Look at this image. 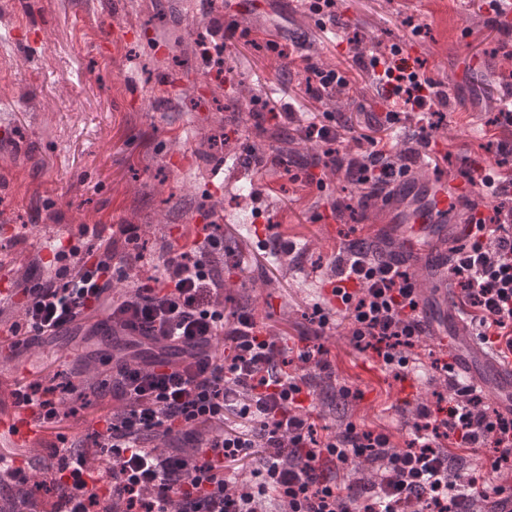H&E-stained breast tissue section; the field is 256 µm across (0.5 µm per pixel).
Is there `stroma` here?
Instances as JSON below:
<instances>
[{
    "label": "stroma",
    "mask_w": 512,
    "mask_h": 512,
    "mask_svg": "<svg viewBox=\"0 0 512 512\" xmlns=\"http://www.w3.org/2000/svg\"><path fill=\"white\" fill-rule=\"evenodd\" d=\"M479 0H338V15L370 45H404L429 76L447 83L456 101L431 132L418 139L415 119L388 126L382 95L363 72L352 74L343 104L315 102L304 75L283 70L266 51L267 39L293 45L294 54L346 66L341 50L320 30L316 16L298 0H0V413L17 406L16 394L39 379L56 387L81 384L88 364L110 372L111 362L130 359L126 338L105 313L95 336L84 327L16 350L8 336L22 321L23 283L55 275L50 242L86 249L82 225L134 224L143 266L162 263L169 250L191 245L204 224L224 243L213 266L224 283V313L251 311L265 330L298 341L313 331L315 303L331 294L336 259L351 244L372 251L403 247L401 215L415 197L396 195L359 206L357 188L327 169L321 183L301 165L287 169L290 153L278 133L282 119L250 115L254 96L269 94L295 111L340 110L341 148L357 152L366 138L386 142L392 154L412 150L439 157L421 161L417 179L452 183L475 164L499 166L505 133L496 122L512 93V40L479 9ZM214 15L242 32L224 48L222 80L200 78L204 64L196 42L209 36ZM421 24L412 33L406 18ZM265 153L263 167L249 149ZM339 212H332V205ZM290 246L292 271L282 275L274 244ZM433 333L417 352L425 369L395 379L371 352L354 348L345 322L318 340L333 368L330 385L314 388L309 409L318 436L341 428L326 405L327 387L360 389L362 399L344 405L345 420L364 430L385 431L398 447L411 438L415 404L447 394L430 364L448 355L447 310L441 296H422ZM36 360L25 371L27 360ZM68 418L36 422L34 447L49 455L59 439L85 440L107 403L74 402ZM344 420V421H345Z\"/></svg>",
    "instance_id": "35a3bbf8"
}]
</instances>
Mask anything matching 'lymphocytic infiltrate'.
I'll return each mask as SVG.
<instances>
[{
	"label": "lymphocytic infiltrate",
	"instance_id": "lymphocytic-infiltrate-1",
	"mask_svg": "<svg viewBox=\"0 0 512 512\" xmlns=\"http://www.w3.org/2000/svg\"><path fill=\"white\" fill-rule=\"evenodd\" d=\"M337 0H303L319 16L343 54L369 73L386 103V122L414 114L421 132L434 129V117L450 104L447 84L427 75L421 60H409L400 47L371 50L365 37L352 34L336 16ZM307 95L323 102L336 88L350 89L348 71L306 63ZM251 115L275 113L299 125L300 137L318 147L316 166L344 170L361 190V202L391 198L392 188L410 173L411 155H395L369 140L366 149L340 153L341 117L332 111L297 122L292 105L256 97ZM477 179L491 202L471 204L473 232L456 250L448 275L470 314L480 343L501 358L512 355V185L464 170ZM95 239L85 254L60 244L53 259L76 260L75 273L27 284L24 321L9 328L14 347L30 337L53 336L72 326L84 312L108 307L109 318L134 335L171 350L172 359L156 363H118L95 390L116 406L100 416L92 445L108 464L101 489L83 477V454L57 449L58 467L44 469L35 491L59 495L56 512H473L506 492L489 474L512 475V416L457 380L452 364L434 361L448 386L447 404L423 402L413 412L412 438L393 446L388 434L349 423L316 439L304 406L307 383L288 374L285 338L261 330L248 313L224 317L222 284L211 267L218 242L213 234L187 250L171 253L153 266L145 283L109 301L115 265L112 238L92 228ZM339 309L318 308V325L328 328L334 315L348 322L351 343L376 354L383 371L407 379L411 354L427 325L414 280L388 254L363 251L336 261ZM223 338L225 355L214 350ZM75 385L64 391L29 383L20 406L34 405L51 423L67 400L85 399ZM248 422L246 430H223L225 412ZM204 427L193 466L163 448L147 449L148 433L174 434L183 426ZM480 457L468 465L466 455Z\"/></svg>",
	"mask_w": 512,
	"mask_h": 512
}]
</instances>
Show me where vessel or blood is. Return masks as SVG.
<instances>
[{
  "instance_id": "1",
  "label": "vessel or blood",
  "mask_w": 512,
  "mask_h": 512,
  "mask_svg": "<svg viewBox=\"0 0 512 512\" xmlns=\"http://www.w3.org/2000/svg\"><path fill=\"white\" fill-rule=\"evenodd\" d=\"M399 189L409 195L422 193L425 198V208L407 218L408 223L415 225L447 223L461 210L464 196L471 193L467 183L450 188L441 183H419L409 176L401 180ZM448 252V247L444 246L418 258L419 263L432 272L431 288L441 294L448 291V281L443 275ZM448 317L457 327L456 336L448 344V352L456 361L455 370L459 377L467 386L492 394L501 411L512 410V363L501 361L479 344L458 307H451ZM36 414L35 408L25 407L0 415V435H7L16 443L30 441L36 432Z\"/></svg>"
}]
</instances>
